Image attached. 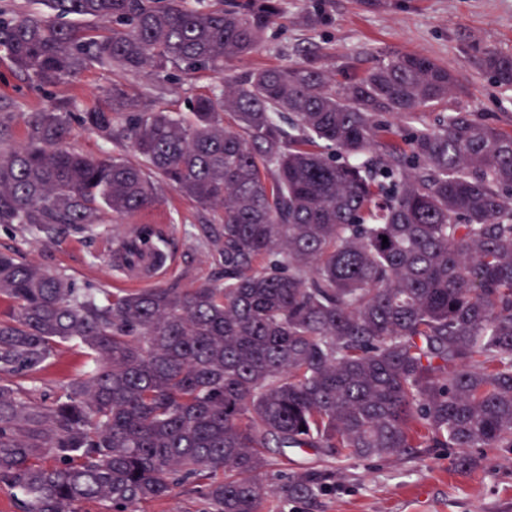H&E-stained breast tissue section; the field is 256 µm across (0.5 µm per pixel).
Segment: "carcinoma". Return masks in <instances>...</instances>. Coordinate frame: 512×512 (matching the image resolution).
<instances>
[{"label": "carcinoma", "mask_w": 512, "mask_h": 512, "mask_svg": "<svg viewBox=\"0 0 512 512\" xmlns=\"http://www.w3.org/2000/svg\"><path fill=\"white\" fill-rule=\"evenodd\" d=\"M0 11V50L41 87L89 63L160 76L210 71L191 119L108 91L83 124L139 158L68 144L72 113L26 116L0 154V224L51 238L131 217L158 178L220 223L204 230L224 284L80 288L0 251V484L19 512H135L192 483L210 512H262L330 475L268 470L270 453L401 459L426 441L512 452V135L458 110L447 68L398 54L336 83L314 58L224 78L256 52L278 0H42ZM87 21L84 26L65 18ZM483 69L512 86V56ZM388 244H382L383 239ZM127 257L164 258L149 228ZM94 363L49 405L15 379L63 342Z\"/></svg>", "instance_id": "1"}]
</instances>
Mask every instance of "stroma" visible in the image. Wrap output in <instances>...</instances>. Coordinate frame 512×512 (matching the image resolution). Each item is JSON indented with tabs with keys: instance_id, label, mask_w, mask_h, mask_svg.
Masks as SVG:
<instances>
[{
	"instance_id": "obj_1",
	"label": "stroma",
	"mask_w": 512,
	"mask_h": 512,
	"mask_svg": "<svg viewBox=\"0 0 512 512\" xmlns=\"http://www.w3.org/2000/svg\"><path fill=\"white\" fill-rule=\"evenodd\" d=\"M320 19L310 22L306 6ZM282 19L265 33L260 49L228 64L223 75L179 71L155 77L143 71L88 65L57 86L42 88L18 72L0 51V153L25 140L22 114L56 109L73 113L69 142L84 154L128 156L124 144L101 139L78 116L106 105L112 86L123 87L142 105L189 118L197 95L218 89L221 77H240L257 68L302 62L316 55L331 73L361 76L379 60L416 53L436 60L458 79L455 98L418 112L412 124L434 126L440 115L463 109L479 121L512 133V87L497 83L479 64L485 48L512 56V0H280ZM157 204L131 217L103 212L86 232L64 227L48 240L17 224H0V251L37 264L82 287L133 288L135 279L112 265V241L138 224L158 225L171 258L160 286L184 288L224 281V263L208 245L201 227L219 221L159 185ZM88 354L78 344L59 346L54 359L24 379L31 398L50 403L87 368ZM471 469H460L456 449L417 448L401 460L334 459L312 449L270 454L271 470L303 467L333 471L324 489L309 499L265 497L262 512H512V453L473 448Z\"/></svg>"
}]
</instances>
